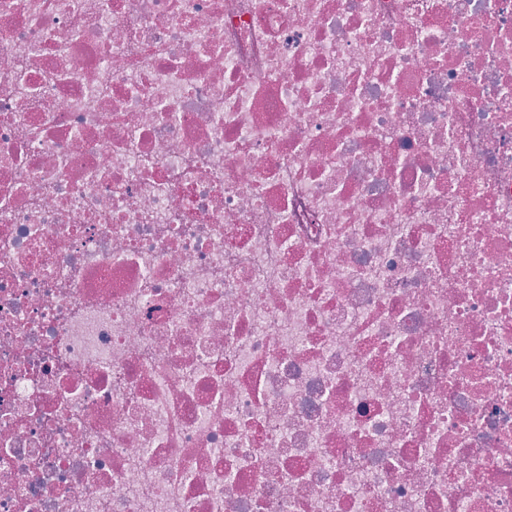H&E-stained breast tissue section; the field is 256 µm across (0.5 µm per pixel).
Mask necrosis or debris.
<instances>
[{
    "label": "necrosis or debris",
    "instance_id": "4bbe7bcc",
    "mask_svg": "<svg viewBox=\"0 0 512 512\" xmlns=\"http://www.w3.org/2000/svg\"><path fill=\"white\" fill-rule=\"evenodd\" d=\"M0 512H512V0H0Z\"/></svg>",
    "mask_w": 512,
    "mask_h": 512
}]
</instances>
